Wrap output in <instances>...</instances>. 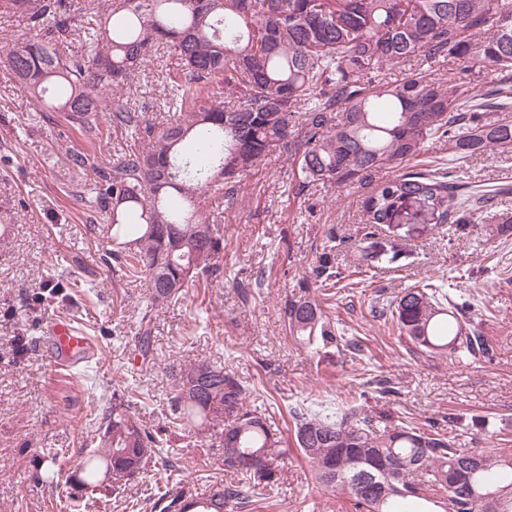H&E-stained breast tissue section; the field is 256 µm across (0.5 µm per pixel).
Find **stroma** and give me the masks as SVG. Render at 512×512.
Returning a JSON list of instances; mask_svg holds the SVG:
<instances>
[{"label":"stroma","mask_w":512,"mask_h":512,"mask_svg":"<svg viewBox=\"0 0 512 512\" xmlns=\"http://www.w3.org/2000/svg\"><path fill=\"white\" fill-rule=\"evenodd\" d=\"M70 51L85 49L106 0H70ZM173 48L152 51L151 62L122 94L163 127L169 109ZM134 142L121 132L92 138L63 113L40 111L0 64V512H68L77 492L76 467L93 450L112 399L141 397L136 413L161 432L157 463L175 466L181 488L205 490L222 482L224 453L216 431L168 432L165 399L172 388L169 363L206 360L235 374L247 388L249 409L265 414L286 434L292 407L359 398L376 426L411 420L433 426L454 447L468 451L512 447V229L500 213L512 212V194L496 210L459 228L416 217L417 206L380 237L404 252L397 263L363 264L369 230L363 202L391 170L372 183L347 189L317 187L298 194V167L287 152L271 155L241 181L233 198L208 195L201 214L224 227V259L212 282L186 288L152 313V364H134V340L147 305L143 283L129 282L104 261L112 242L98 237L100 218L80 192L94 167H106ZM90 164H72L74 153ZM421 168H450L465 183L512 185V153L489 151L449 161L448 144L434 140L415 160ZM336 246L330 264L338 279L313 275L328 236ZM63 280L66 299L47 301V283ZM473 304L476 328L493 346L491 357L458 362L411 350L384 315L404 290L427 282ZM326 300L325 311L345 345L317 354L288 335L281 306L301 283ZM76 319L93 336L96 351L71 378L57 377L41 329L53 317ZM358 342L359 350L348 347ZM489 420L487 432L469 428V416ZM277 493L258 498L244 488L246 512H353L347 497L312 482L293 440L286 439ZM63 466L60 483L38 480L40 462ZM152 471L131 480H101L83 512H152L158 499Z\"/></svg>","instance_id":"obj_1"}]
</instances>
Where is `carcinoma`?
<instances>
[{
	"mask_svg": "<svg viewBox=\"0 0 512 512\" xmlns=\"http://www.w3.org/2000/svg\"><path fill=\"white\" fill-rule=\"evenodd\" d=\"M0 0L34 34L0 46V58L44 112H62L83 132L112 128L143 140L98 168L88 201L112 239L123 276L148 288L134 357L153 360L152 308L177 301L184 288L219 270L224 226L200 217L210 192L231 193L281 149L298 164V193L312 186L346 188L418 157L434 138L448 156L488 150L512 153V120L495 113L512 103V0H112L98 28L74 54L41 31L68 28L65 0ZM157 44L174 48L180 70L169 76L173 118L157 130L121 95ZM452 58L473 91L433 76L431 64ZM404 64L407 77L370 73ZM497 83L484 88L486 75ZM111 88L112 99L102 94ZM240 97L226 99V89ZM504 189L460 184L438 170L403 171L364 201L366 223L389 224L415 199L437 224H469ZM372 264L394 263L388 242L362 247ZM470 303L431 285L397 297L392 321L413 349L459 361L492 355L470 323ZM289 335L303 348L338 346L336 325L309 286L282 305ZM171 423L197 433L223 426L224 469L237 479L211 487L209 500L171 498L168 512H242L240 485L272 488L281 472L282 437L245 406L246 388L224 366L198 361L170 367ZM294 438L317 487L346 494L358 512H405L406 501L429 512H512V448L465 451L437 431L408 423L376 428L355 405L292 408ZM96 450L79 482L97 487L101 469L134 478L155 464L159 443L130 400L104 413ZM366 477L378 486L359 489Z\"/></svg>",
	"mask_w": 512,
	"mask_h": 512,
	"instance_id": "cac0c4a2",
	"label": "carcinoma"
}]
</instances>
